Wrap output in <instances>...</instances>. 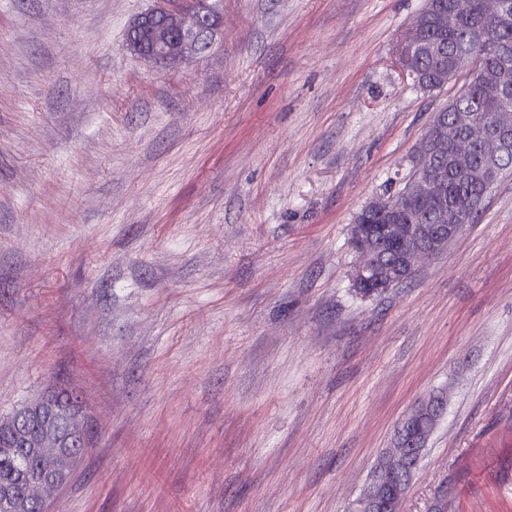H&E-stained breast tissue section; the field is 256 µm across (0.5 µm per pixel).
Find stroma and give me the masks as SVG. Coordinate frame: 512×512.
<instances>
[{
    "label": "stroma",
    "instance_id": "35a3bbf8",
    "mask_svg": "<svg viewBox=\"0 0 512 512\" xmlns=\"http://www.w3.org/2000/svg\"><path fill=\"white\" fill-rule=\"evenodd\" d=\"M426 0H222L129 53L154 0H0V414L56 379L99 436L47 512H348L447 403L402 512H512V175L406 282L356 295L358 212L465 82L397 46ZM187 2L189 5H184ZM216 0H157L129 25L126 49L156 65L171 66L212 47L222 32Z\"/></svg>",
    "mask_w": 512,
    "mask_h": 512
}]
</instances>
